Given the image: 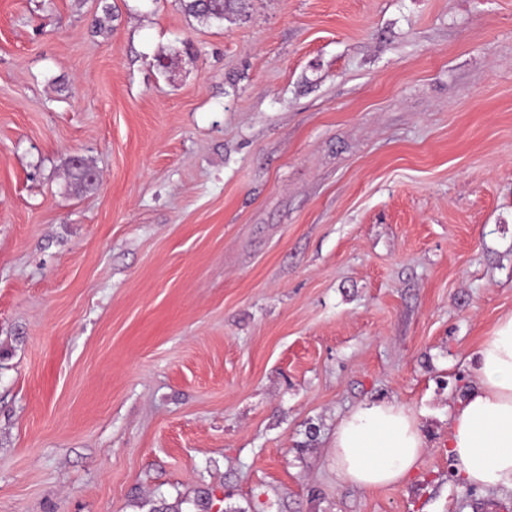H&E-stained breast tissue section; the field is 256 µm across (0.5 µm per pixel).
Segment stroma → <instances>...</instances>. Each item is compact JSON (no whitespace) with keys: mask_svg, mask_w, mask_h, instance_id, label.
Instances as JSON below:
<instances>
[{"mask_svg":"<svg viewBox=\"0 0 512 512\" xmlns=\"http://www.w3.org/2000/svg\"><path fill=\"white\" fill-rule=\"evenodd\" d=\"M507 314L512 0H0V512H512L448 455ZM378 399L419 469L339 483ZM184 10L201 22H223L229 0H182ZM425 448L416 415L383 400L360 404L339 421L331 459L339 481L376 489L410 479Z\"/></svg>","mask_w":512,"mask_h":512,"instance_id":"stroma-1","label":"stroma"}]
</instances>
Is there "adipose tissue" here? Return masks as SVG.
I'll return each instance as SVG.
<instances>
[{"instance_id": "obj_1", "label": "adipose tissue", "mask_w": 512, "mask_h": 512, "mask_svg": "<svg viewBox=\"0 0 512 512\" xmlns=\"http://www.w3.org/2000/svg\"><path fill=\"white\" fill-rule=\"evenodd\" d=\"M476 382L451 416L448 452L469 485L512 493V315L478 345ZM427 443L409 409L363 403L337 424L331 459L339 481L362 489L400 484L416 471Z\"/></svg>"}]
</instances>
